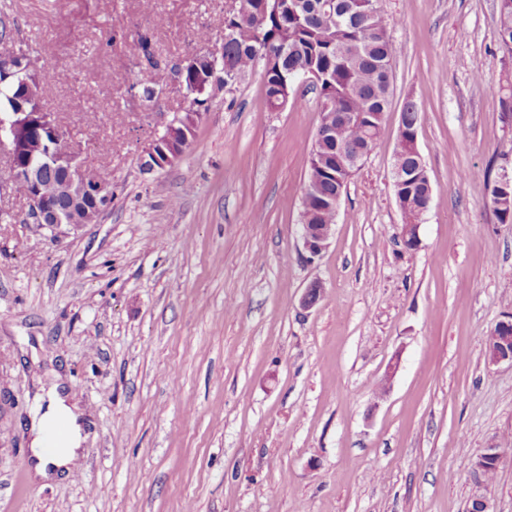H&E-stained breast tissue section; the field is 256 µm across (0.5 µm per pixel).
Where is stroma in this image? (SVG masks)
I'll use <instances>...</instances> for the list:
<instances>
[{"label":"stroma","instance_id":"stroma-1","mask_svg":"<svg viewBox=\"0 0 512 512\" xmlns=\"http://www.w3.org/2000/svg\"><path fill=\"white\" fill-rule=\"evenodd\" d=\"M234 4L0 0L49 76L41 108L85 169L112 174L95 222L53 231L28 219L0 150V512H467L487 448L492 512H512V364L485 345L512 313V223L467 176L512 163L497 0H379L395 47L383 135L311 262L298 222L315 93L271 112L249 74L201 106L179 159L140 164L190 102L174 81L134 95L146 66L126 38L151 31L172 65L198 30L222 46ZM408 100L433 192L412 251L392 191ZM58 375L89 436L77 475L43 486L20 424ZM163 140L162 137H158L152 143H150L147 147L144 148L141 155V166L145 170H154L159 168H164L170 164H172L176 159L181 157V155H175L171 157L167 151L162 147ZM160 155L164 158L162 159Z\"/></svg>","mask_w":512,"mask_h":512}]
</instances>
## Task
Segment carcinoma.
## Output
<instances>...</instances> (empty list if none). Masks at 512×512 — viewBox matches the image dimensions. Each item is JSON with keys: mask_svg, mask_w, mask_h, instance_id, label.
<instances>
[{"mask_svg": "<svg viewBox=\"0 0 512 512\" xmlns=\"http://www.w3.org/2000/svg\"><path fill=\"white\" fill-rule=\"evenodd\" d=\"M262 0H236L224 18V27L233 29V37L224 42V76L242 79L261 68L265 101L269 111L277 110L279 101L293 98L292 85L307 74L313 77L309 87L319 101H331L335 111L352 116L338 121L330 133L313 142L310 165L302 196L301 220L304 224L336 223V208L331 200L342 196L359 170L340 163L343 150L368 147L373 152L382 136L383 114L392 89L384 81V70L391 68L394 48L388 23L377 5L366 0H333L335 18L327 15L328 0H272L262 13ZM497 40L512 54V0L498 4ZM205 35L199 36L200 50L196 72L183 76L184 87L197 90L192 104L201 106L205 78L211 76ZM136 57H154L149 32H140L126 41ZM0 50L11 54L10 65L0 67V102L6 112H15V98L28 100L26 111L39 112L40 95L46 75L37 70L34 50L24 42H14L12 28L0 16ZM172 72L158 63L149 68V76L139 80L141 98L158 99L168 85ZM417 105L405 101L400 125L405 128L404 148H412V128ZM21 163L38 164L44 145L27 128L18 132ZM492 208L502 224L512 223V186L502 187L499 178L488 182Z\"/></svg>", "mask_w": 512, "mask_h": 512, "instance_id": "carcinoma-1", "label": "carcinoma"}]
</instances>
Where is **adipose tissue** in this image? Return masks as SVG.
<instances>
[{
  "label": "adipose tissue",
  "mask_w": 512,
  "mask_h": 512,
  "mask_svg": "<svg viewBox=\"0 0 512 512\" xmlns=\"http://www.w3.org/2000/svg\"><path fill=\"white\" fill-rule=\"evenodd\" d=\"M47 396L45 411L33 416L29 425L33 477L39 482L71 475L77 469L86 422L83 410L70 401L67 390L54 385Z\"/></svg>",
  "instance_id": "ef3b65f1"
}]
</instances>
